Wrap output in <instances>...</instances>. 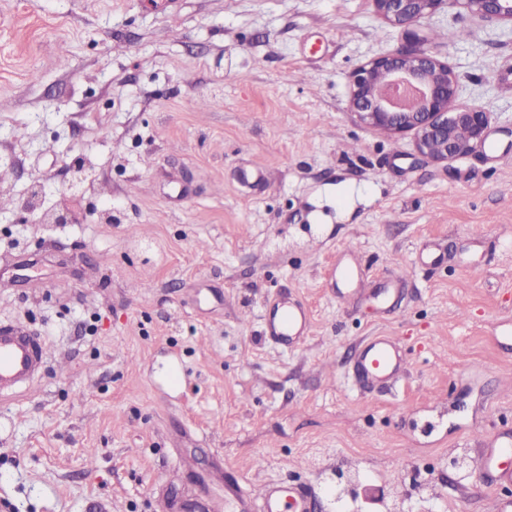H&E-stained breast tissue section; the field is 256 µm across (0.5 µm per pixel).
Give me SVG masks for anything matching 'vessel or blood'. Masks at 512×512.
<instances>
[{"label": "vessel or blood", "instance_id": "vessel-or-blood-1", "mask_svg": "<svg viewBox=\"0 0 512 512\" xmlns=\"http://www.w3.org/2000/svg\"><path fill=\"white\" fill-rule=\"evenodd\" d=\"M263 328L269 342L294 349L311 331V313L299 300L279 293L265 308ZM47 358L43 336L23 322L0 321V397L25 393L45 372ZM407 364L393 338L372 336L357 356L354 374L367 388L384 387L405 374ZM478 467L488 484H512L511 430L500 432L494 445L482 450ZM206 483L207 491L167 497L163 512H314L310 492L298 485L268 483L255 493L228 469L213 472Z\"/></svg>", "mask_w": 512, "mask_h": 512}]
</instances>
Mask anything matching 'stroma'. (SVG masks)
<instances>
[{
	"instance_id": "obj_1",
	"label": "stroma",
	"mask_w": 512,
	"mask_h": 512,
	"mask_svg": "<svg viewBox=\"0 0 512 512\" xmlns=\"http://www.w3.org/2000/svg\"><path fill=\"white\" fill-rule=\"evenodd\" d=\"M422 28L493 115L463 160L352 114L351 72L405 44L371 0H0V319L48 346L0 400V512H161L174 471L195 492L220 466L318 501L340 470L414 512L512 495L448 467L512 428V25ZM36 183L75 223L21 210ZM347 245L400 278L388 313L326 284ZM282 291L312 310L297 349L261 334ZM371 336L409 361L382 395L352 377Z\"/></svg>"
}]
</instances>
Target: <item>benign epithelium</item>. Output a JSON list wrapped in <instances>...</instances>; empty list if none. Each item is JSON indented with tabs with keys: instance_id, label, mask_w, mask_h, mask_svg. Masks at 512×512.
<instances>
[{
	"instance_id": "benign-epithelium-1",
	"label": "benign epithelium",
	"mask_w": 512,
	"mask_h": 512,
	"mask_svg": "<svg viewBox=\"0 0 512 512\" xmlns=\"http://www.w3.org/2000/svg\"><path fill=\"white\" fill-rule=\"evenodd\" d=\"M376 12L403 29L401 49L374 58L349 76V102L358 121L396 137L413 134L417 152L436 161L464 158L486 143L491 113L459 101L458 74L425 47L423 21L452 5L483 20L512 22V0H372ZM42 188L31 187L21 208L40 212L42 224H68L71 217L41 209ZM332 489L365 503L382 499L381 489L336 475Z\"/></svg>"
}]
</instances>
